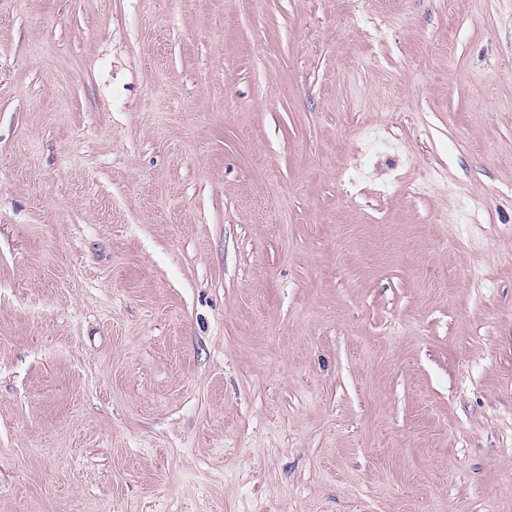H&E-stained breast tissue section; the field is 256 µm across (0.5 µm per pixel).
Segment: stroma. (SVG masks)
Returning <instances> with one entry per match:
<instances>
[{
    "instance_id": "35a3bbf8",
    "label": "stroma",
    "mask_w": 512,
    "mask_h": 512,
    "mask_svg": "<svg viewBox=\"0 0 512 512\" xmlns=\"http://www.w3.org/2000/svg\"><path fill=\"white\" fill-rule=\"evenodd\" d=\"M0 512H512V0H0Z\"/></svg>"
}]
</instances>
